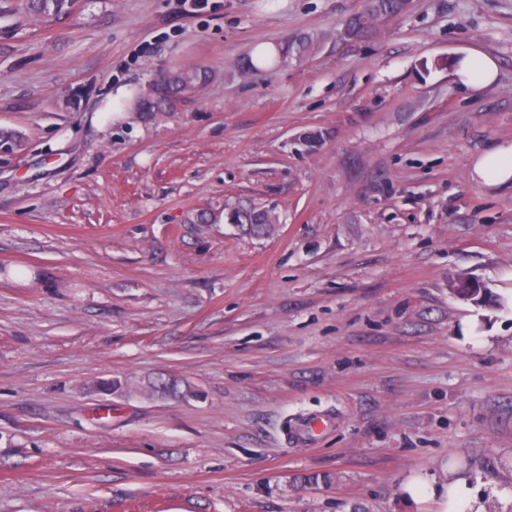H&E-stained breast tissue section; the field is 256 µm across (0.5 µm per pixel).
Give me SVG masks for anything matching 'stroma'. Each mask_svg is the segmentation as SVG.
Masks as SVG:
<instances>
[{
  "label": "stroma",
  "instance_id": "obj_1",
  "mask_svg": "<svg viewBox=\"0 0 512 512\" xmlns=\"http://www.w3.org/2000/svg\"><path fill=\"white\" fill-rule=\"evenodd\" d=\"M364 5L0 0V512H409L447 472L512 512V188L470 178L512 142V0L344 38ZM468 50L491 86L453 75ZM179 67L209 80L134 112ZM248 204L273 234L224 222ZM23 8L36 18H59L71 12L74 0H24ZM311 39L306 35L297 36L293 41L279 44L276 48L273 61H280L287 57L301 58L308 53L311 47ZM498 75L496 61L479 51H469L457 60L455 76L467 88L478 90L492 85Z\"/></svg>",
  "mask_w": 512,
  "mask_h": 512
}]
</instances>
